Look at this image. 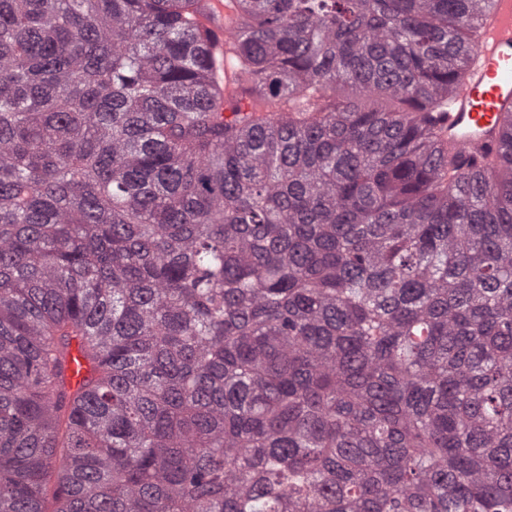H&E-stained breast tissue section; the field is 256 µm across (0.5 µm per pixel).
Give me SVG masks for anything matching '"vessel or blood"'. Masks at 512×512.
<instances>
[{"mask_svg":"<svg viewBox=\"0 0 512 512\" xmlns=\"http://www.w3.org/2000/svg\"><path fill=\"white\" fill-rule=\"evenodd\" d=\"M481 24L480 64L452 97L443 129L449 144L467 155L497 150L499 117L512 110V0H490Z\"/></svg>","mask_w":512,"mask_h":512,"instance_id":"b4317fda","label":"vessel or blood"}]
</instances>
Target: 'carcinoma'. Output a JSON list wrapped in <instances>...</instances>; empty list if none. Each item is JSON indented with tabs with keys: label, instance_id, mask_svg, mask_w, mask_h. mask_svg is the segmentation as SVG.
Instances as JSON below:
<instances>
[{
	"label": "carcinoma",
	"instance_id": "1",
	"mask_svg": "<svg viewBox=\"0 0 512 512\" xmlns=\"http://www.w3.org/2000/svg\"><path fill=\"white\" fill-rule=\"evenodd\" d=\"M222 2L0 0V512H512L487 0ZM477 66L452 97L444 135L464 156L496 151L502 142L500 113L512 110V1L490 0L482 19Z\"/></svg>",
	"mask_w": 512,
	"mask_h": 512
}]
</instances>
